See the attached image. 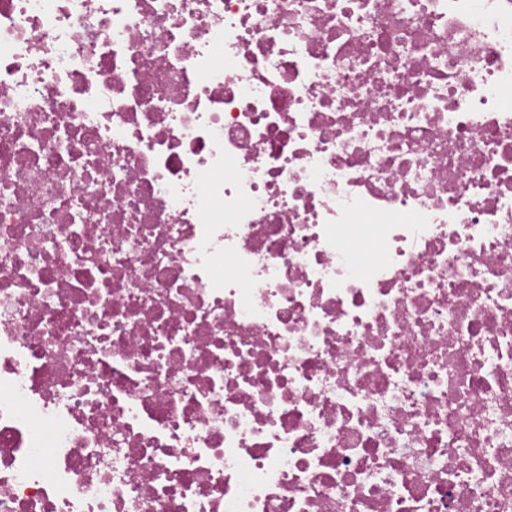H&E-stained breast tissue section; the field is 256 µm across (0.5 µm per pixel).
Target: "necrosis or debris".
<instances>
[{
    "mask_svg": "<svg viewBox=\"0 0 512 512\" xmlns=\"http://www.w3.org/2000/svg\"><path fill=\"white\" fill-rule=\"evenodd\" d=\"M512 0H0V512H512Z\"/></svg>",
    "mask_w": 512,
    "mask_h": 512,
    "instance_id": "necrosis-or-debris-1",
    "label": "necrosis or debris"
}]
</instances>
